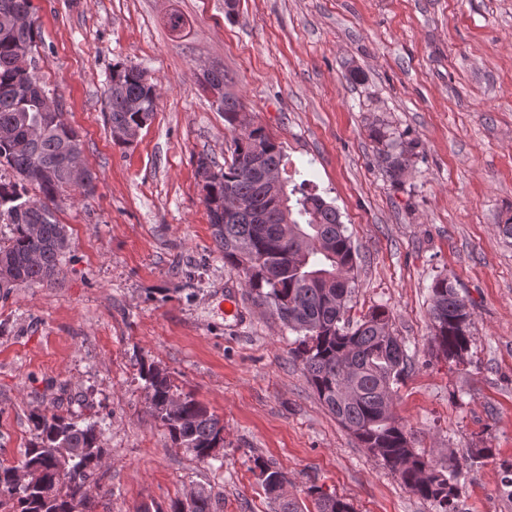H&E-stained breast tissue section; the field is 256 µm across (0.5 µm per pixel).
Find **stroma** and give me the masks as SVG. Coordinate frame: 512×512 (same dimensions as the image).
Returning a JSON list of instances; mask_svg holds the SVG:
<instances>
[{"label": "stroma", "mask_w": 512, "mask_h": 512, "mask_svg": "<svg viewBox=\"0 0 512 512\" xmlns=\"http://www.w3.org/2000/svg\"><path fill=\"white\" fill-rule=\"evenodd\" d=\"M37 75L83 143L95 191L64 192L69 247L54 284L0 294V464L34 441L30 416L63 404L98 423L107 497L93 512H169L191 492L211 512H274L256 460L286 475L307 512L313 490L353 512H436L321 404L288 330L216 249L199 157L224 162L234 137L203 69L339 210L359 253L348 315L381 306L411 366L393 413L419 455L463 473L459 512H512V0H33ZM180 13L182 38L166 17ZM138 66L160 98L129 147L114 143L104 91ZM362 72L351 82L349 68ZM411 148L402 183L386 140ZM473 312L462 363L432 339L433 282ZM165 370L224 423L217 460L176 445L152 413L142 366Z\"/></svg>", "instance_id": "obj_1"}]
</instances>
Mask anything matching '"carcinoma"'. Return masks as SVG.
I'll list each match as a JSON object with an SVG mask.
<instances>
[{"mask_svg": "<svg viewBox=\"0 0 512 512\" xmlns=\"http://www.w3.org/2000/svg\"><path fill=\"white\" fill-rule=\"evenodd\" d=\"M35 15L32 0H0V168L12 173L0 179V222L11 227L0 243V290L23 283L52 284L63 274L67 229L55 212L67 189L88 194L95 174L87 166L73 172L70 147L81 145L64 112L43 111L45 87L36 67L24 68L15 48L35 46L36 21L27 27L10 24L11 15ZM159 93L135 65L115 66L106 91L111 132L133 145L139 131L157 112ZM218 108L234 137L231 161L220 167L199 157L196 175L205 192L213 237L224 263L243 276L261 304L298 334L291 354L328 411L374 457L396 473L414 495L436 504L438 512H457L459 472L437 466L415 452L405 425L391 411L393 385L409 366L405 345L391 330V318L376 307L353 321L346 317L357 276V250L336 207L320 194L309 173L296 170L291 190L273 187L268 173L280 171V147L260 126L247 121L238 98L218 99ZM409 149L395 140L384 152L386 172L401 181ZM433 342L446 359L463 361L471 346L472 312L467 300L446 278L431 287ZM150 407L173 441L205 462L224 443V423L191 396H181L164 370L141 368ZM36 442L24 450L20 465L29 479L20 487L13 466L0 465V512H92L95 499L112 490L100 486L96 467L104 455L96 424L85 426L57 406L30 416ZM66 445L72 464L58 473L56 450ZM265 492L276 512H301L299 503L282 492L286 476L278 468L256 462ZM205 493L190 505L176 500L170 512H210ZM316 512H353L341 498L321 494Z\"/></svg>", "mask_w": 512, "mask_h": 512, "instance_id": "cac0c4a2", "label": "carcinoma"}]
</instances>
